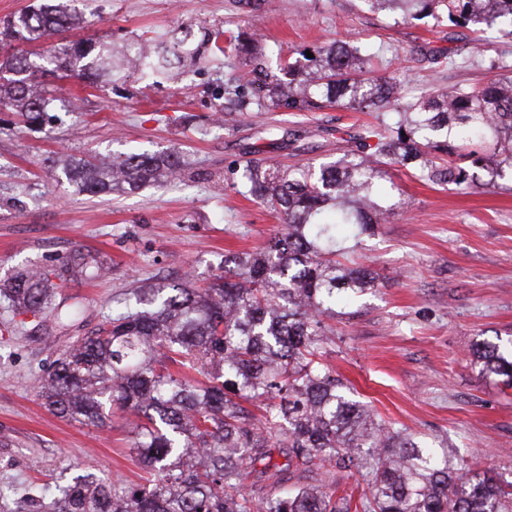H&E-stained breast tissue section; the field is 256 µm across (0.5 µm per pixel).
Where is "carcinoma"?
I'll use <instances>...</instances> for the list:
<instances>
[{
  "mask_svg": "<svg viewBox=\"0 0 512 512\" xmlns=\"http://www.w3.org/2000/svg\"><path fill=\"white\" fill-rule=\"evenodd\" d=\"M69 0H44L8 21L6 31L33 45L68 29L76 16ZM403 17L430 16L453 27L507 24L512 0H370ZM432 66L457 64V53L419 50ZM245 57L258 79L254 95L274 108L377 112L396 120L349 136L338 159L283 169L261 159L238 168L243 194L279 214L283 230L260 252L224 260V274L205 288L185 277L139 288L135 305L112 310L102 325L76 337L41 378L37 396L56 416L82 425L104 423L110 403L138 419L132 448L147 477L138 484L99 479L87 472L57 488L47 504L39 493L23 512H512V491L480 474L445 448L420 446L371 419L363 404L322 362L324 317L336 296L362 292L375 277L336 256L374 232L387 210L375 194L386 174L383 159L410 168L434 184L471 186V168L512 173V62L484 88L450 86L402 106L394 86L368 76L370 56L343 40L304 61H279L268 71L257 40L243 32L185 25L120 48L101 40L59 42L47 53L16 51L0 59V109L41 124L49 98L36 78L76 77L109 86L133 71L140 78L174 80L203 60ZM376 139L370 143V139ZM448 159H443V156ZM175 151L114 153L112 163L88 156L73 162L68 180L88 193L119 192L175 177ZM100 256L80 249L58 267L18 274L0 295L17 314L39 317L52 309L65 327L81 309L53 306L58 288L97 278ZM473 363L484 376L512 386L509 347L482 343ZM253 404L256 416L227 393ZM285 448L286 462H273ZM374 460L359 497L323 490L324 480ZM263 464L277 493H263L247 478Z\"/></svg>",
  "mask_w": 512,
  "mask_h": 512,
  "instance_id": "obj_1",
  "label": "carcinoma"
}]
</instances>
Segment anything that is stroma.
<instances>
[{
  "mask_svg": "<svg viewBox=\"0 0 512 512\" xmlns=\"http://www.w3.org/2000/svg\"><path fill=\"white\" fill-rule=\"evenodd\" d=\"M82 22L72 38L122 45L142 34L197 22L262 36L270 57L337 39L370 48L372 76L396 81L402 103L434 88L480 87L498 77L491 64L512 59V36L483 35L401 19L368 0H76ZM414 46L458 51L454 67L408 59ZM243 59L215 62L177 80L128 79L90 88L61 80L65 106L27 128L0 111V279L30 265H58L77 249L106 257L91 282L61 288L77 299L87 334L145 283L190 277L205 286L224 259L266 245L281 229L277 214L238 193L234 170L248 158L285 166L342 156L343 134L393 122L392 111L326 108L291 112L254 104L237 113ZM178 150L182 175L168 183L98 196L79 192L64 170L98 152ZM433 185L390 167L379 185L392 212L363 236L354 261L375 274L372 288L337 304L323 361L355 389L386 426L419 444L452 449L480 471L512 481V389L482 376L476 344L512 339V179L488 187ZM51 314L16 316L0 302V485L24 494L55 488L70 466L92 464L106 479L139 482L130 448L131 416L105 408L101 427L49 413L36 397L40 376L71 342Z\"/></svg>",
  "mask_w": 512,
  "mask_h": 512,
  "instance_id": "1",
  "label": "stroma"
}]
</instances>
